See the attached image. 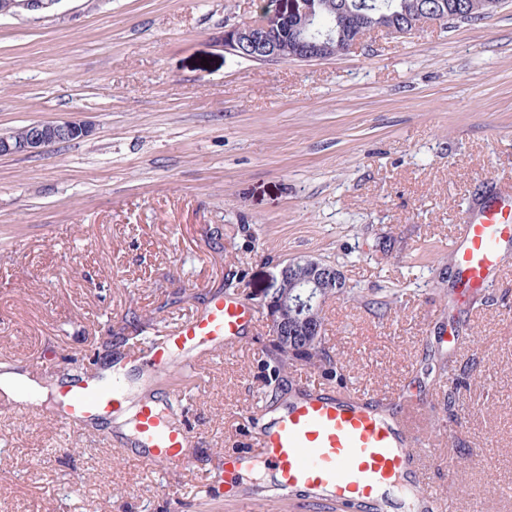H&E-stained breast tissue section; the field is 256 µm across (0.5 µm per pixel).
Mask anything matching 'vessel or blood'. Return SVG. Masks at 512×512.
Listing matches in <instances>:
<instances>
[{
	"instance_id": "obj_1",
	"label": "vessel or blood",
	"mask_w": 512,
	"mask_h": 512,
	"mask_svg": "<svg viewBox=\"0 0 512 512\" xmlns=\"http://www.w3.org/2000/svg\"><path fill=\"white\" fill-rule=\"evenodd\" d=\"M512 244V189L487 201L465 224L460 240L451 245L460 285L483 290L495 283L502 244ZM257 314L255 304L236 295L214 294L196 315L162 338L136 348L153 370L172 364L176 354H186L184 369H193L190 353L222 343L234 346ZM124 378L112 373L93 376L58 390L64 405L60 420L66 427H81L108 416L121 405ZM391 418L334 393L311 394L272 425L253 428V413L243 423L250 426L248 448L224 457V474L249 472L255 462L269 466L281 499L305 500L331 507L333 512H378L391 503L400 481L423 483L420 460L428 439L420 403L389 393ZM136 430L146 462L163 470L186 462L197 436L186 424L172 420L156 402L143 401ZM406 512H447V502L431 489L408 498Z\"/></svg>"
}]
</instances>
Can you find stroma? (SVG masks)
<instances>
[{"instance_id": "obj_1", "label": "stroma", "mask_w": 512, "mask_h": 512, "mask_svg": "<svg viewBox=\"0 0 512 512\" xmlns=\"http://www.w3.org/2000/svg\"><path fill=\"white\" fill-rule=\"evenodd\" d=\"M259 10L58 0L0 16V133L91 126L0 158V359L47 388L88 376L111 333L158 334L216 291L259 300L312 256L353 290L323 307L343 380L296 365L269 382L262 318L195 371L139 369L156 400L189 394L197 442L167 474L106 427L0 410V512H289L258 472L237 503L206 472L246 449L240 412L339 385L424 400L430 481L457 512H512V246L499 288L465 299L447 276L463 216L512 185V0L320 61L225 53V22ZM448 360L451 376L424 375Z\"/></svg>"}]
</instances>
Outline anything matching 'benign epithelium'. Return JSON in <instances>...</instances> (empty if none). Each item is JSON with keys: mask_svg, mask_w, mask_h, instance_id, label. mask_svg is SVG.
Returning <instances> with one entry per match:
<instances>
[{"mask_svg": "<svg viewBox=\"0 0 512 512\" xmlns=\"http://www.w3.org/2000/svg\"><path fill=\"white\" fill-rule=\"evenodd\" d=\"M58 0H0V16L15 15L22 10L48 9ZM312 0H277L273 10L257 20H244L224 27V50L234 55H251L257 61L282 60L283 38L296 50L300 62L323 60L331 50L332 37L319 34L316 11ZM90 133L83 122L72 120L34 122L26 127L22 138L0 135V156L34 153L41 148L82 139ZM293 287L297 292L283 298L278 310L269 316V335L283 338L298 335L308 323L302 313L315 310L322 304L323 288H345L343 272L311 256H300L284 264L272 287Z\"/></svg>", "mask_w": 512, "mask_h": 512, "instance_id": "1", "label": "benign epithelium"}]
</instances>
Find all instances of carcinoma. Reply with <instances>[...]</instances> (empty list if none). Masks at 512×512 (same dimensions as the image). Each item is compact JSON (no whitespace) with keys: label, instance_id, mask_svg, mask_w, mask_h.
Masks as SVG:
<instances>
[{"label":"carcinoma","instance_id":"carcinoma-1","mask_svg":"<svg viewBox=\"0 0 512 512\" xmlns=\"http://www.w3.org/2000/svg\"><path fill=\"white\" fill-rule=\"evenodd\" d=\"M317 6L321 26L331 31L332 48L340 52L349 35L347 21L357 18L365 27L396 22L413 31L420 28L424 13L441 9L448 15L466 13L472 22L490 17L482 6L484 0H313ZM273 376L296 363H304L321 370L328 377L338 376L343 369L339 360L330 354L320 336H301L291 344L282 339L273 343Z\"/></svg>","mask_w":512,"mask_h":512}]
</instances>
